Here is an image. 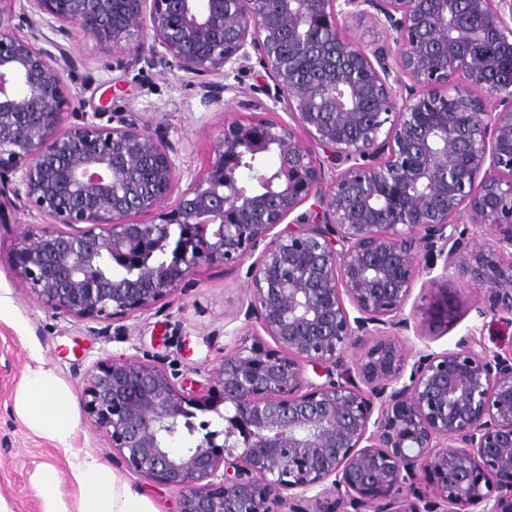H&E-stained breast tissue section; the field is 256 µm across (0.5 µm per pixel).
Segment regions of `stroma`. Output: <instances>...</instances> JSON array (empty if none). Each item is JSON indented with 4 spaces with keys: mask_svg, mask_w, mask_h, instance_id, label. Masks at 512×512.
<instances>
[{
    "mask_svg": "<svg viewBox=\"0 0 512 512\" xmlns=\"http://www.w3.org/2000/svg\"><path fill=\"white\" fill-rule=\"evenodd\" d=\"M79 70L67 83L75 104L86 111L100 105L102 84L122 81L115 106L158 124L178 142V164L184 171L203 168L207 147L224 127L225 113L234 111L235 94H254L262 83L261 68L232 73L221 103H205L190 75L157 64L143 71L109 69L112 50L75 39L70 43ZM35 209L20 204L0 216V499L10 512H42L32 477L44 466H54L61 490L70 505H77L79 490L70 477L71 455L93 454L104 462L112 451L100 431L81 423L72 454L28 429L18 417L14 400L29 369L43 367L81 395L85 372L112 356H135L164 362L180 376L202 382L224 356L232 335L242 333L235 312L245 293L243 280L225 276L223 270H201L194 282L170 303L114 322L101 333L89 332L85 323L43 308L23 287L11 263L15 239L28 226L43 223ZM477 294H465L455 321L446 333L429 342L432 351L455 348L468 333L488 347L512 342V326L492 317H479Z\"/></svg>",
    "mask_w": 512,
    "mask_h": 512,
    "instance_id": "35a3bbf8",
    "label": "stroma"
}]
</instances>
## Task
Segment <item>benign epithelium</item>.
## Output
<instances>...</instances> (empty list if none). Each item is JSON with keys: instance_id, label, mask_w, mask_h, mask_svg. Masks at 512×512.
Instances as JSON below:
<instances>
[{"instance_id": "1", "label": "benign epithelium", "mask_w": 512, "mask_h": 512, "mask_svg": "<svg viewBox=\"0 0 512 512\" xmlns=\"http://www.w3.org/2000/svg\"><path fill=\"white\" fill-rule=\"evenodd\" d=\"M14 2L0 0V214L24 201L51 220L13 244L30 294L109 324L203 268L245 273L235 318L253 342L224 345L207 383L137 357L87 370L81 401L112 459L178 512H512V345L413 343L466 292L512 324V0ZM359 18L389 41L361 45ZM59 36L112 47L125 72L160 58L214 103L254 60L267 100H237L186 174L178 143L108 106L112 90L96 112L71 106ZM279 108L288 119L264 118ZM418 285L425 307L409 305Z\"/></svg>"}]
</instances>
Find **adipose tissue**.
<instances>
[{
	"instance_id": "adipose-tissue-1",
	"label": "adipose tissue",
	"mask_w": 512,
	"mask_h": 512,
	"mask_svg": "<svg viewBox=\"0 0 512 512\" xmlns=\"http://www.w3.org/2000/svg\"><path fill=\"white\" fill-rule=\"evenodd\" d=\"M15 410L26 426L62 449H70L79 430L74 397L48 370H30L16 394ZM79 487L77 508H70L61 490L59 473L47 465L33 477L42 501V512H154L148 499L131 487L117 482L111 468L97 456L88 454L71 468Z\"/></svg>"
}]
</instances>
